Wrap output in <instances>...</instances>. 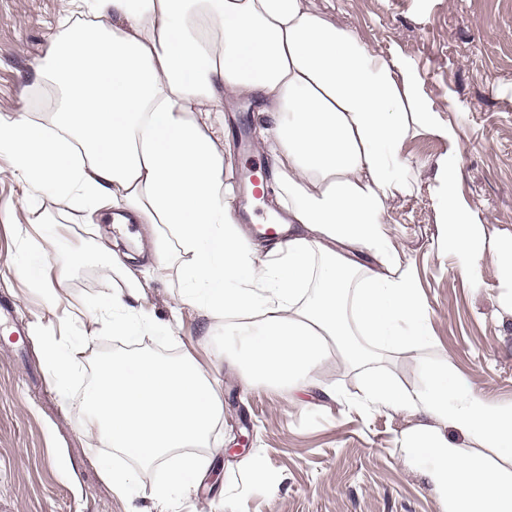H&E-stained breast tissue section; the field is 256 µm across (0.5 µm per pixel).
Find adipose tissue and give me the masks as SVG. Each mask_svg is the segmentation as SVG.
I'll list each match as a JSON object with an SVG mask.
<instances>
[{
	"label": "adipose tissue",
	"mask_w": 512,
	"mask_h": 512,
	"mask_svg": "<svg viewBox=\"0 0 512 512\" xmlns=\"http://www.w3.org/2000/svg\"><path fill=\"white\" fill-rule=\"evenodd\" d=\"M33 84H53L48 124L27 108L0 120V148L28 190L66 208L116 209L152 233L156 271L179 267L177 306L202 310L246 341L245 387L328 392L330 357L351 365L383 347L414 353L430 342L428 306L402 240L386 227L391 202L416 196L422 173L404 147L423 135L447 146L435 162L438 252L477 280L486 254L512 280V245L489 232L461 196V142L435 112L413 59L383 54L309 0H66ZM257 100V148L274 163L263 195L288 214L286 243L243 235L224 114ZM131 255L113 251L104 286L126 289L100 314L116 336L156 321ZM405 390L373 378L363 403L416 417L402 438L407 462L442 492L446 512H512V403L477 391L452 359L422 365ZM87 437L151 463L171 459L166 489L203 461L223 410L217 383L188 358H116L79 401ZM463 433L461 448L448 429ZM184 456H175V449Z\"/></svg>",
	"instance_id": "adipose-tissue-1"
}]
</instances>
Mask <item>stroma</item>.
Listing matches in <instances>:
<instances>
[{"label": "stroma", "instance_id": "stroma-1", "mask_svg": "<svg viewBox=\"0 0 512 512\" xmlns=\"http://www.w3.org/2000/svg\"><path fill=\"white\" fill-rule=\"evenodd\" d=\"M319 13H335L379 50L400 51L417 64L436 111L457 126L461 189L477 204L489 230L512 237V0H310ZM62 0H0V116L32 107L48 121L56 97L35 109L30 76L56 31ZM12 158L0 150V301L13 307L0 319V512H443L440 495L401 452L402 435L415 419L361 401L373 374L412 388L421 383V360L452 358L483 394L512 401V316L499 312L512 280L493 261L481 267V287L437 256L436 202L424 192L399 198L387 223L406 245L429 307L430 347L422 359L378 349L364 366L328 364L337 399L315 393L302 404L284 390L245 388L229 359L234 345L223 328L191 306L176 307L178 271L157 278L147 258L152 241L139 226L143 260L134 272L156 317L175 320L172 337L129 341L99 319L109 302L98 269L102 246L127 250L112 234L113 217H84L59 209L42 191L28 197L11 176ZM55 224L65 247H83L67 262L48 259L55 290L47 296L23 268V232ZM83 339L71 374L56 375L44 353L49 341ZM172 361L190 357L219 382L224 411L202 449L205 467L187 490L159 496L169 467L149 465L118 448L89 449L85 413L77 405L100 366L123 357ZM260 464L267 480L257 483ZM131 470V496L113 492L103 467Z\"/></svg>", "mask_w": 512, "mask_h": 512}]
</instances>
